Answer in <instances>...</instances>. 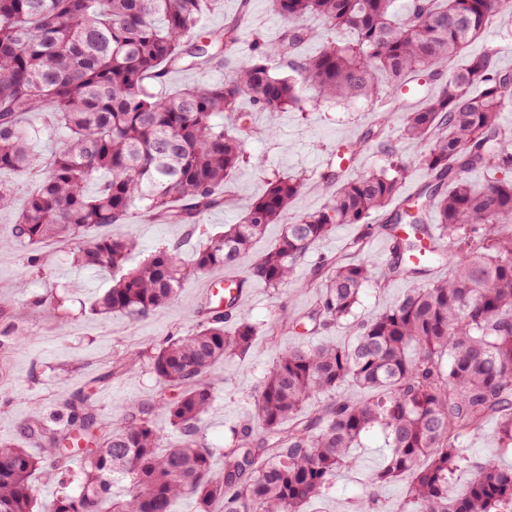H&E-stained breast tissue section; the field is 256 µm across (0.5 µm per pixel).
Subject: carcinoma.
I'll list each match as a JSON object with an SVG mask.
<instances>
[{"instance_id":"1","label":"carcinoma","mask_w":512,"mask_h":512,"mask_svg":"<svg viewBox=\"0 0 512 512\" xmlns=\"http://www.w3.org/2000/svg\"><path fill=\"white\" fill-rule=\"evenodd\" d=\"M214 0H0V172L43 171L14 226L15 241L37 247L75 243L73 262L112 271V287L93 304L97 315L143 319L172 303L180 284L232 265L249 253L269 224L292 210L302 174L270 181L240 221L211 236L184 263L179 246L158 248L125 268L136 250L120 231L139 210L160 224L196 225L224 206L232 174L248 157L250 130L236 133L213 121L242 117L249 100L260 112H282L311 87L319 102L366 99L380 109L378 127L337 155L322 175L327 201L303 213L250 265L246 282L280 289L294 268L337 224H369L372 213L396 203L374 227L392 241L393 260L380 279L409 283L406 294L360 320L359 295L373 278L367 262H318L314 307L295 329L343 325L347 346L298 344L282 349L253 396V417L231 429L212 470L214 449L200 423L209 412L210 369L225 356H244L262 327L245 318L226 327V313L198 311L193 333L168 340L149 356L160 390L131 404L112 425L98 420L89 397L68 405L66 423L34 418L22 431L39 457L0 441V512H41L36 475L49 472L59 491L46 512H102L112 483L125 482L112 512H176L182 499L193 512H305L326 495L350 450L377 428L389 454L367 474L360 509L375 512L379 490L403 481L399 512H512V468L496 458L472 461L464 440L489 420L498 448L512 452V130L499 120L512 102V74L497 52L466 54L512 0H410L407 19L395 20V0H271L285 26L277 40L253 41L239 52V25L207 32L197 24ZM320 16L328 30H350L353 41L324 42L320 53L301 49L313 38L304 24ZM222 58L224 82L172 94L165 82L184 68L204 69ZM292 74L275 73L276 61ZM408 72L444 81L411 107L402 92ZM405 114L404 136L427 143L416 166L427 175L417 194L400 197L412 166L390 154L386 165H355L367 143L380 138L391 115ZM48 114L63 131L42 158L29 148L25 117ZM480 170L484 182L468 173ZM97 185L91 193L87 187ZM434 213L435 223L426 222ZM101 226L115 228L94 236ZM444 267L448 277H431ZM346 385L368 392L341 394ZM317 401V407L304 412ZM167 416L176 438L167 441L155 415ZM80 459V492L67 488L69 463ZM470 481L451 487L456 471Z\"/></svg>"}]
</instances>
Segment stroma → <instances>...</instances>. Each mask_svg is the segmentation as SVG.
<instances>
[{
    "mask_svg": "<svg viewBox=\"0 0 512 512\" xmlns=\"http://www.w3.org/2000/svg\"><path fill=\"white\" fill-rule=\"evenodd\" d=\"M234 20L240 23V48L244 51L257 36L275 41L284 27L270 0H218L214 9L202 15L200 29H220ZM489 47L496 49L499 67L512 72V10L496 17L467 52L477 55ZM314 98L312 89H303L300 106L274 116L255 111L249 101H242V109L250 114L251 134L245 149L251 159L233 174L225 205L205 214L192 227L155 224L141 213H133L125 230L137 238L140 248L130 256L129 266L138 265L157 248L174 243L179 244L183 260L192 261L206 237L236 223L274 178L306 173L308 182L294 211L299 214L322 208L326 197L320 176L327 163L335 160L338 149L356 143L374 123L376 114L363 99L318 106ZM401 118V113H393L381 141L370 144L359 155L360 168L383 167L390 149L414 165L424 147L402 138ZM40 179L36 171L0 174V183L15 190L12 207L0 211V240L8 244L0 251V296L11 300L9 306L0 309V440L14 443L21 442L22 429L30 419L65 416L68 403L83 392L90 394L102 421H121L128 403L147 399L158 389L143 354L161 347L169 336L190 334L198 321L199 278H187L177 300L147 318L132 320L118 314L105 320L94 314L91 306L111 286L110 271L76 268L68 243L49 242L35 250L12 242L27 193ZM360 236L365 246L357 253L349 244ZM386 242V236L364 234L361 225H339L295 267L286 291L253 283L252 296L238 314L262 324L284 312L292 318L303 316L317 298L316 289L309 286L315 263L330 257L352 262L365 259L378 272L389 262L382 254ZM35 252L42 263L32 267L28 259ZM406 288L402 280L370 283L360 293L357 316L374 317L386 303L400 299ZM55 293L66 296L65 306L52 301ZM18 306L24 307V315L15 314ZM297 341V334L288 330L274 336L263 333L247 355L229 357L214 365L209 382L215 400L201 423L211 447H223L229 427L240 424L252 410L251 397L263 374L275 364L279 351ZM119 358H133L137 364L117 375L113 367ZM386 453L380 431L364 435L360 447L352 451L356 467L340 472L333 491L311 503L310 512H353L365 495L367 473L382 464Z\"/></svg>",
    "mask_w": 512,
    "mask_h": 512,
    "instance_id": "35a3bbf8",
    "label": "stroma"
}]
</instances>
